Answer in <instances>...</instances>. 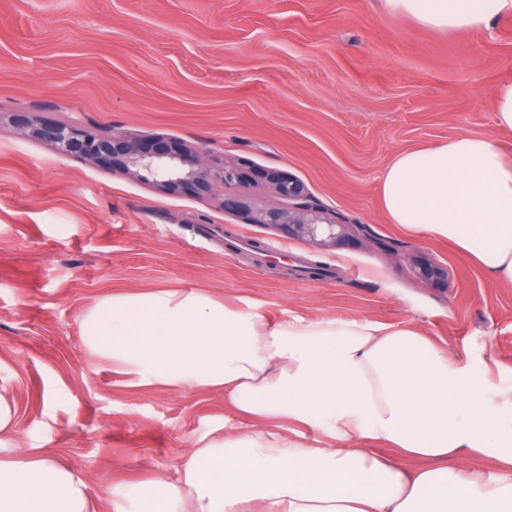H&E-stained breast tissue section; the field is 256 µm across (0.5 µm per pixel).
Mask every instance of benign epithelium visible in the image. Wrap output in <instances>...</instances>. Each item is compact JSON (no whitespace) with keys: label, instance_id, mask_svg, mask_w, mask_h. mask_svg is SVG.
<instances>
[{"label":"benign epithelium","instance_id":"obj_1","mask_svg":"<svg viewBox=\"0 0 512 512\" xmlns=\"http://www.w3.org/2000/svg\"><path fill=\"white\" fill-rule=\"evenodd\" d=\"M12 123L20 133L53 146L63 156L149 177L166 193L187 188L208 193L216 183L233 188L234 193L223 197L224 208L242 209L249 223L274 227L288 238L317 249H334L352 232L364 231L362 226L342 223L311 199L303 182L280 170H268L264 176L277 203H246L239 194L250 186L249 165L244 159L230 165L205 166L194 148L174 146L163 138L145 140L114 127L92 134L77 120L39 122L29 112L13 113ZM409 262L422 282L448 284V266L420 254L409 257Z\"/></svg>","mask_w":512,"mask_h":512}]
</instances>
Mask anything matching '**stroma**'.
Here are the masks:
<instances>
[{"label":"stroma","mask_w":512,"mask_h":512,"mask_svg":"<svg viewBox=\"0 0 512 512\" xmlns=\"http://www.w3.org/2000/svg\"><path fill=\"white\" fill-rule=\"evenodd\" d=\"M512 78V14L484 32L389 16L382 0H0V459L68 465L97 512L113 485L175 474L224 425V396L128 385L81 338L102 298L199 288L270 319L365 315L418 324L439 345L512 364V284L448 242L391 223L379 177L404 151L462 135L512 157L493 100ZM119 127L278 169L347 224L319 251L224 209L167 194L21 134L11 115ZM446 265L422 283L386 245Z\"/></svg>","instance_id":"obj_1"}]
</instances>
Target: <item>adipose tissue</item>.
<instances>
[{
    "label": "adipose tissue",
    "instance_id": "obj_1",
    "mask_svg": "<svg viewBox=\"0 0 512 512\" xmlns=\"http://www.w3.org/2000/svg\"><path fill=\"white\" fill-rule=\"evenodd\" d=\"M391 16L489 28L512 0H383ZM392 223L448 241L512 284V158L463 135L397 155L381 177ZM85 345L136 387L222 392L224 434L176 477L113 486L115 512H512V366L479 384L468 347L414 322L271 320L200 289L115 294ZM496 466L486 476L484 463ZM0 512H95L85 482L45 458L0 460Z\"/></svg>",
    "mask_w": 512,
    "mask_h": 512
}]
</instances>
